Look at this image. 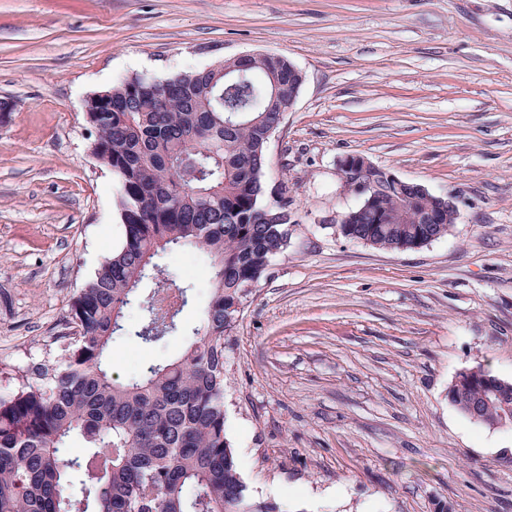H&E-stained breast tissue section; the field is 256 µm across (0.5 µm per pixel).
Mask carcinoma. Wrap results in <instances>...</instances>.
I'll return each instance as SVG.
<instances>
[{"label":"carcinoma","mask_w":512,"mask_h":512,"mask_svg":"<svg viewBox=\"0 0 512 512\" xmlns=\"http://www.w3.org/2000/svg\"><path fill=\"white\" fill-rule=\"evenodd\" d=\"M218 65L244 76L227 85L212 69L184 71L159 95L135 74L86 100L96 161L119 181L124 238L73 301L75 332L62 360L32 365L18 391L0 395V512H277L252 494L227 437L224 339L293 223L288 198L265 197L269 131L280 118L268 76H279L284 98L302 83L281 54ZM438 206L443 223H417ZM455 216L436 195L407 186L340 231L406 250L448 235ZM185 249L209 260L201 326L175 357L113 377L103 363L113 336L149 347L177 332L188 287L155 259ZM151 270L154 293L140 302ZM136 301L142 316L130 328ZM483 396L478 381L451 404L468 418ZM74 438L82 450L65 459ZM74 482L79 498L66 494Z\"/></svg>","instance_id":"cac0c4a2"}]
</instances>
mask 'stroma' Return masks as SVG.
<instances>
[{
	"label": "stroma",
	"mask_w": 512,
	"mask_h": 512,
	"mask_svg": "<svg viewBox=\"0 0 512 512\" xmlns=\"http://www.w3.org/2000/svg\"><path fill=\"white\" fill-rule=\"evenodd\" d=\"M243 53L304 75L265 183L292 203L291 239L224 351L250 490L280 512H512V425L448 400L466 368L512 381V0H0V393L60 358L75 297L123 240L86 99ZM350 155L452 196L450 233L398 251L346 239ZM157 263L189 302L151 348L114 336L123 380L176 355L209 300L202 253Z\"/></svg>",
	"instance_id": "stroma-1"
}]
</instances>
